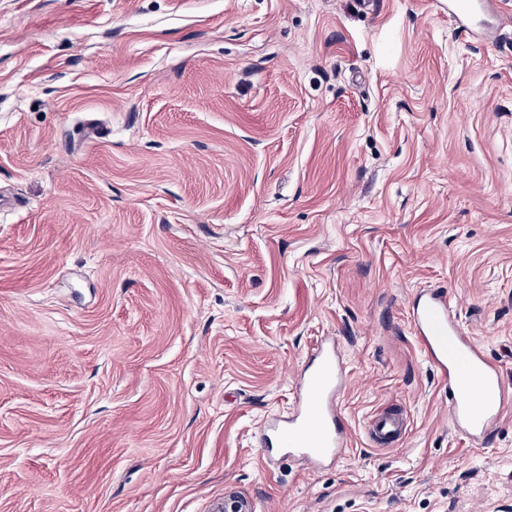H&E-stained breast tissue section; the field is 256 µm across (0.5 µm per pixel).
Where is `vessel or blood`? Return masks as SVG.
<instances>
[{
  "label": "vessel or blood",
  "instance_id": "b4317fda",
  "mask_svg": "<svg viewBox=\"0 0 512 512\" xmlns=\"http://www.w3.org/2000/svg\"><path fill=\"white\" fill-rule=\"evenodd\" d=\"M417 338L448 383L452 422L477 446L484 445L512 405L498 366L465 335L452 315L447 295L431 293L413 313ZM345 370L333 341L321 343L309 357L296 386L294 408L275 430L277 443L290 458L321 465L337 462L348 439L338 424V397ZM404 430L400 413L378 415L369 425L373 446H391Z\"/></svg>",
  "mask_w": 512,
  "mask_h": 512
}]
</instances>
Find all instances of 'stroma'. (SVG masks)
Segmentation results:
<instances>
[{
	"label": "stroma",
	"instance_id": "35a3bbf8",
	"mask_svg": "<svg viewBox=\"0 0 512 512\" xmlns=\"http://www.w3.org/2000/svg\"><path fill=\"white\" fill-rule=\"evenodd\" d=\"M430 290L512 386V0H0V512H512ZM324 340L312 466L261 429ZM450 298L431 293L413 312V326L428 358L448 381L452 422L476 446L484 445L511 404L498 366L465 335ZM345 377L335 343L324 341L298 379L292 413L274 430L280 448H288V457L309 465L331 464L342 457L348 438L338 424V397ZM403 430V416L398 412H388L371 420L368 433L373 446L385 448L391 446Z\"/></svg>",
	"mask_w": 512,
	"mask_h": 512
}]
</instances>
